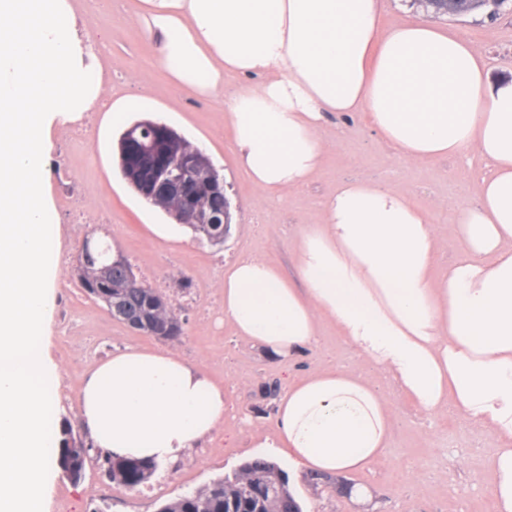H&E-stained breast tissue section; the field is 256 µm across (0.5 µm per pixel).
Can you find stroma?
<instances>
[{
  "instance_id": "obj_1",
  "label": "stroma",
  "mask_w": 512,
  "mask_h": 512,
  "mask_svg": "<svg viewBox=\"0 0 512 512\" xmlns=\"http://www.w3.org/2000/svg\"><path fill=\"white\" fill-rule=\"evenodd\" d=\"M80 37H105L108 51L101 75L116 97L137 103L128 123L165 122L203 149L224 177L232 222L223 245L199 240L192 231L173 226L159 208L148 204L123 179L116 144L124 130L109 114L94 115L83 141L69 138V123L54 124L47 139L48 165L66 164L97 207L111 216L103 225L115 254L131 264L138 278L160 273L165 259L180 260L186 270L182 290L188 305L176 311L183 332L160 339L118 322L103 304L91 299L65 265L57 283L56 305L48 331L47 352L58 367L57 402L81 436H88L78 414V399L95 365L119 350L166 349L197 366L229 391L224 423L209 440L176 464L160 465L148 482L127 491L114 486L100 460H92L84 478L71 482L54 474L46 512H158L177 494L212 479L233 474L245 461L264 456L287 471L289 488L304 512H493L487 493L486 463L492 436L458 416L428 418L417 411L381 372L362 360L324 326L317 348L293 360L278 361L236 336L219 301L223 269L218 261L244 254L277 265L284 278L294 276L293 242L305 224L316 223L317 203L339 181H366L410 191L417 206L430 209L442 238L443 259L454 257L459 243L456 212L476 204L479 157L438 159L417 164L386 146L363 119L328 116L322 136L330 142L324 164L310 184L283 200L267 199L237 166L233 134L224 125L227 103L178 84L157 62V45L140 20L144 0H69ZM440 25L478 46L495 75L512 77V10L495 20L479 15L442 17ZM327 365L360 369L398 414L386 454L350 474L351 496L338 495L336 477L315 478L294 470L286 458L261 445L273 433L277 400L289 379Z\"/></svg>"
}]
</instances>
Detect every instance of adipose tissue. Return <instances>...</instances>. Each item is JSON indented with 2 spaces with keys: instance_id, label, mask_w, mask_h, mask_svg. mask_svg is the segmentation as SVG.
I'll use <instances>...</instances> for the list:
<instances>
[{
  "instance_id": "obj_1",
  "label": "adipose tissue",
  "mask_w": 512,
  "mask_h": 512,
  "mask_svg": "<svg viewBox=\"0 0 512 512\" xmlns=\"http://www.w3.org/2000/svg\"><path fill=\"white\" fill-rule=\"evenodd\" d=\"M158 61L181 84L228 97L239 165L263 194L305 188L329 145V113L363 116L400 156L481 157L478 202L457 215L461 248L408 192L342 181L295 245L294 279L243 255L224 269V319L273 357L318 342L322 322L417 410L455 411L497 442L494 512H512V79L437 22L383 28L381 0H146ZM67 0H0V512H45L57 452V366L46 350L60 263L49 255L47 132L73 112L122 117L86 93ZM249 78L225 93L224 77ZM226 393L168 351L136 347L95 366L78 411L113 456L173 462L224 421ZM395 425L353 368L289 382L270 438L313 472L364 469Z\"/></svg>"
}]
</instances>
